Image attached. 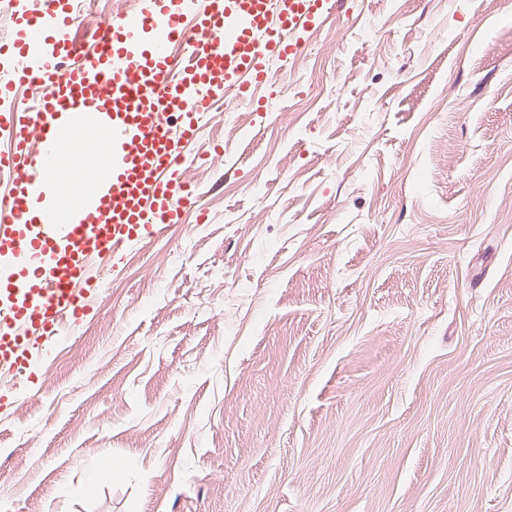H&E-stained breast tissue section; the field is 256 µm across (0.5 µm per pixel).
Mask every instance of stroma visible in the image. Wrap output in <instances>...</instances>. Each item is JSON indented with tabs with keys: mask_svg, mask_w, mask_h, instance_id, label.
<instances>
[{
	"mask_svg": "<svg viewBox=\"0 0 512 512\" xmlns=\"http://www.w3.org/2000/svg\"><path fill=\"white\" fill-rule=\"evenodd\" d=\"M139 2L78 0L74 51ZM304 39L206 118V222L0 391V512H512V0Z\"/></svg>",
	"mask_w": 512,
	"mask_h": 512,
	"instance_id": "1",
	"label": "stroma"
}]
</instances>
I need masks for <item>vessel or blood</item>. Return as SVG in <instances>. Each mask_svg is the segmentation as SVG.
Wrapping results in <instances>:
<instances>
[{
    "label": "vessel or blood",
    "mask_w": 512,
    "mask_h": 512,
    "mask_svg": "<svg viewBox=\"0 0 512 512\" xmlns=\"http://www.w3.org/2000/svg\"><path fill=\"white\" fill-rule=\"evenodd\" d=\"M331 0H144L133 16L103 22L93 49L69 64L72 0H44L24 14V40L0 45L12 59L0 82V389L27 373L43 349L73 334L101 301L103 262L121 273L131 246L180 228L198 196L181 176L186 150L216 98L260 108L274 68L302 53L304 32L331 16ZM181 57H172V46ZM21 85L42 87L36 106ZM112 125V174L97 182L85 217H41L37 182L58 175L65 119L86 107Z\"/></svg>",
    "instance_id": "obj_1"
}]
</instances>
